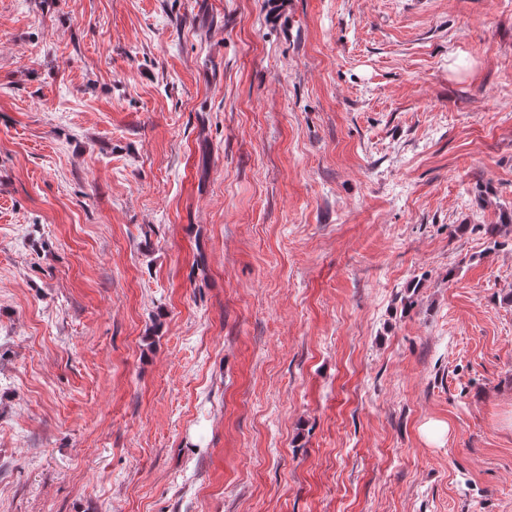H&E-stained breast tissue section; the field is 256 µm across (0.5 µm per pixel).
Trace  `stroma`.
Returning <instances> with one entry per match:
<instances>
[{"mask_svg":"<svg viewBox=\"0 0 512 512\" xmlns=\"http://www.w3.org/2000/svg\"><path fill=\"white\" fill-rule=\"evenodd\" d=\"M267 2L0 0V512H512V0Z\"/></svg>","mask_w":512,"mask_h":512,"instance_id":"obj_1","label":"stroma"}]
</instances>
